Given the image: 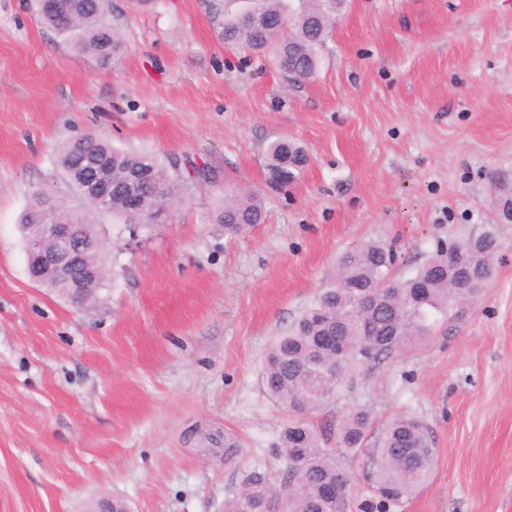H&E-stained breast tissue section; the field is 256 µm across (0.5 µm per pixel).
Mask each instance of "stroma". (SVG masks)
<instances>
[{
    "instance_id": "35a3bbf8",
    "label": "stroma",
    "mask_w": 512,
    "mask_h": 512,
    "mask_svg": "<svg viewBox=\"0 0 512 512\" xmlns=\"http://www.w3.org/2000/svg\"><path fill=\"white\" fill-rule=\"evenodd\" d=\"M0 0V512H224L260 472L281 481L289 420L261 385L272 341L336 283L354 246L393 244L405 278L438 241L490 228L483 296L341 385L307 420L335 437L408 411L430 428V481L395 512H512V0H347L311 79L227 48L238 0H109L105 65ZM87 133L174 161L183 201L130 241L95 221L107 285L75 306L27 273L35 194L77 207L57 165ZM287 138L310 166L264 182ZM266 220L229 238L224 194ZM295 154L293 146L291 149L281 141V139L271 142L266 149V162L270 170H279V182L287 187L288 184L294 183L300 176V173H295L288 169V154ZM269 170V171H270Z\"/></svg>"
}]
</instances>
